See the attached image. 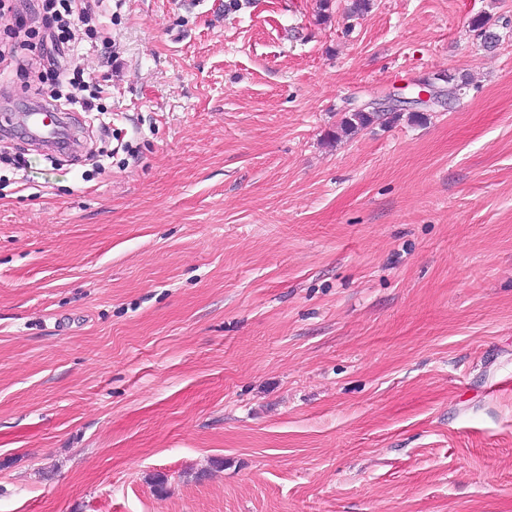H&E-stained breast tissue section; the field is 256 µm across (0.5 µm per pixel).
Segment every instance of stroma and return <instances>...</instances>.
<instances>
[{
	"instance_id": "obj_1",
	"label": "stroma",
	"mask_w": 512,
	"mask_h": 512,
	"mask_svg": "<svg viewBox=\"0 0 512 512\" xmlns=\"http://www.w3.org/2000/svg\"><path fill=\"white\" fill-rule=\"evenodd\" d=\"M228 3L103 0L78 156L0 141V512H512V0ZM423 89H421L417 93V97L414 98H404L393 95V97H388L386 99L378 100L370 103L371 106H374L377 110H389L392 108H399L403 106L401 104H414V105H423L430 106L435 102V91L432 89V85L430 82L426 81L421 83ZM400 111L390 112H377L369 108L365 109H349L344 112V116L338 126L337 135H352L356 132L365 129L374 123L388 124L398 117Z\"/></svg>"
}]
</instances>
